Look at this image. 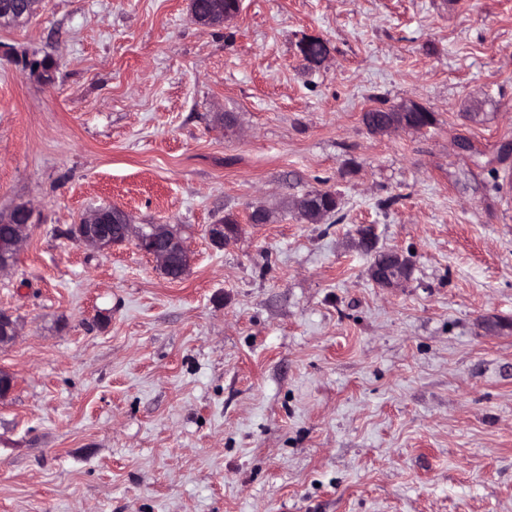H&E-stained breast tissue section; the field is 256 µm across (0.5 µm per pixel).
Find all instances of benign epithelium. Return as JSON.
Segmentation results:
<instances>
[{
	"label": "benign epithelium",
	"instance_id": "benign-epithelium-1",
	"mask_svg": "<svg viewBox=\"0 0 512 512\" xmlns=\"http://www.w3.org/2000/svg\"><path fill=\"white\" fill-rule=\"evenodd\" d=\"M29 7L22 11L1 10L0 22H23L30 15L45 6V0H28ZM424 108L416 103H402L389 110L387 122L374 128L378 133H386L404 128L405 115L408 112H422ZM119 218L109 220L104 212L94 210L75 225L74 235L82 245L92 249L110 247V239L124 242L132 240L136 248L153 259L157 266L165 271L188 255L187 248L178 227L171 224H133L129 215L122 210L113 209ZM32 223V210L27 205L14 207L7 215L0 214V224L11 226L8 246L0 249V274L10 270L16 262L23 243L28 238ZM208 235L212 241L227 245L237 235V229L230 224H212ZM372 280L385 288L401 285L409 275V261L401 253L387 251L376 256L369 269ZM0 334L6 341H13L19 334L18 322L11 313L0 309Z\"/></svg>",
	"mask_w": 512,
	"mask_h": 512
}]
</instances>
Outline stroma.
<instances>
[{
  "instance_id": "obj_1",
  "label": "stroma",
  "mask_w": 512,
  "mask_h": 512,
  "mask_svg": "<svg viewBox=\"0 0 512 512\" xmlns=\"http://www.w3.org/2000/svg\"><path fill=\"white\" fill-rule=\"evenodd\" d=\"M404 102L434 124L361 120ZM509 180L512 0H243L216 27L46 0L0 28V213L34 210L0 275V512H512ZM319 191L322 223L289 213ZM101 206L181 225L187 273L73 239ZM389 250L397 288L369 274ZM369 272L376 284L385 288H394L408 278L409 261L399 252L387 251L374 258Z\"/></svg>"
}]
</instances>
